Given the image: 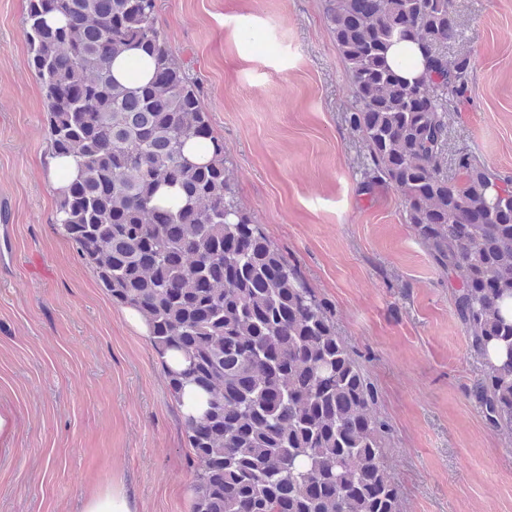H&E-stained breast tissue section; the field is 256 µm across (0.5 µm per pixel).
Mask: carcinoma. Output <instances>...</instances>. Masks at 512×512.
Returning a JSON list of instances; mask_svg holds the SVG:
<instances>
[{"instance_id": "obj_1", "label": "carcinoma", "mask_w": 512, "mask_h": 512, "mask_svg": "<svg viewBox=\"0 0 512 512\" xmlns=\"http://www.w3.org/2000/svg\"><path fill=\"white\" fill-rule=\"evenodd\" d=\"M323 15L351 83L346 121L433 263L460 277L455 313L484 366L474 398L512 428V190L467 152L457 176L444 172L448 104L471 73L469 57H448L453 0H323ZM27 23L52 156L77 168L55 223L112 300L142 315L158 356H183L164 369L174 397L187 385L208 395L184 422L193 512H401L377 390L327 304L240 203L157 0H29ZM401 41L422 56L412 79L389 63ZM140 51L153 63L146 83L134 81ZM123 55L127 83L112 75ZM189 141L208 161L185 154Z\"/></svg>"}]
</instances>
